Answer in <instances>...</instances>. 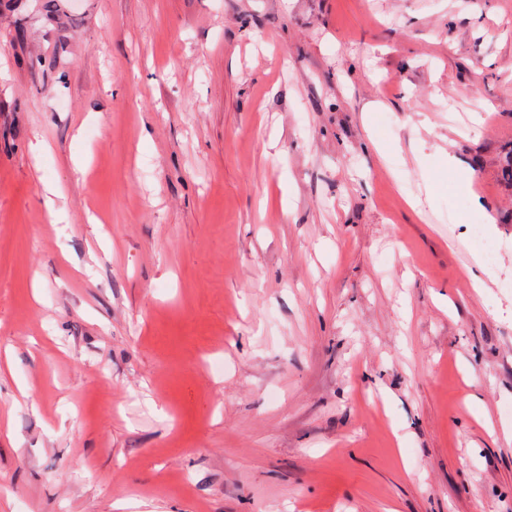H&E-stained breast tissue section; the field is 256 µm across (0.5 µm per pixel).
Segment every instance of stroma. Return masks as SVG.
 Segmentation results:
<instances>
[{
    "instance_id": "stroma-1",
    "label": "stroma",
    "mask_w": 512,
    "mask_h": 512,
    "mask_svg": "<svg viewBox=\"0 0 512 512\" xmlns=\"http://www.w3.org/2000/svg\"><path fill=\"white\" fill-rule=\"evenodd\" d=\"M41 3L0 0V512H512V0Z\"/></svg>"
}]
</instances>
